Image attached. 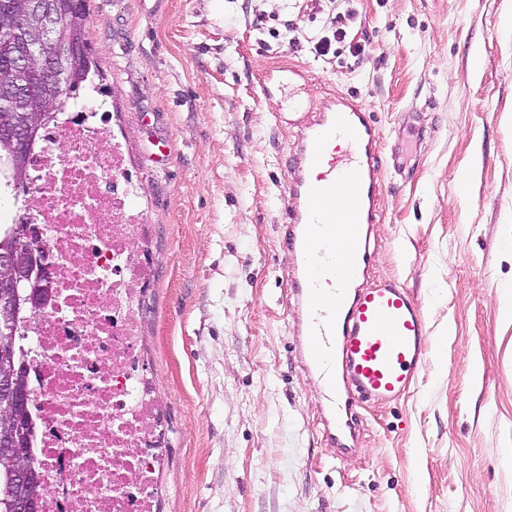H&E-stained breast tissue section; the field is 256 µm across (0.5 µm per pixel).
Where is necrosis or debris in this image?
<instances>
[{"instance_id": "obj_1", "label": "necrosis or debris", "mask_w": 512, "mask_h": 512, "mask_svg": "<svg viewBox=\"0 0 512 512\" xmlns=\"http://www.w3.org/2000/svg\"><path fill=\"white\" fill-rule=\"evenodd\" d=\"M82 100L46 131L30 214L57 276L30 336L40 512H152L162 457L138 357L143 218L120 147L104 149Z\"/></svg>"}]
</instances>
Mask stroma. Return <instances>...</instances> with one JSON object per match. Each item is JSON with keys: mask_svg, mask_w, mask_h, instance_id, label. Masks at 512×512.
<instances>
[{"mask_svg": "<svg viewBox=\"0 0 512 512\" xmlns=\"http://www.w3.org/2000/svg\"><path fill=\"white\" fill-rule=\"evenodd\" d=\"M88 5L103 140L142 188L154 512H512V0ZM334 95L380 129L373 275L429 332L411 393L358 408L343 451L302 370L281 237L295 107Z\"/></svg>", "mask_w": 512, "mask_h": 512, "instance_id": "obj_1", "label": "stroma"}]
</instances>
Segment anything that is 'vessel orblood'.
Instances as JSON below:
<instances>
[{"instance_id": "b4317fda", "label": "vessel or blood", "mask_w": 512, "mask_h": 512, "mask_svg": "<svg viewBox=\"0 0 512 512\" xmlns=\"http://www.w3.org/2000/svg\"><path fill=\"white\" fill-rule=\"evenodd\" d=\"M299 128L282 227L295 256L287 276L297 301L295 335L303 370L321 388L326 438L331 447L350 448L357 407L409 393L426 357V324L402 285L369 278L383 173L370 113L339 96ZM340 211L348 222L339 227ZM324 292L330 300L322 305Z\"/></svg>"}]
</instances>
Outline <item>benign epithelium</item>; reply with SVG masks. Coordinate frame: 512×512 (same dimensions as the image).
<instances>
[{"label": "benign epithelium", "mask_w": 512, "mask_h": 512, "mask_svg": "<svg viewBox=\"0 0 512 512\" xmlns=\"http://www.w3.org/2000/svg\"><path fill=\"white\" fill-rule=\"evenodd\" d=\"M37 23L31 36L9 16H0V143L13 156L29 155L37 121L19 126L14 113L37 117L50 110L42 84L51 83L62 96L72 90L76 74L90 66V51L82 40H72L57 57L45 53L62 30L64 16L58 0H22ZM26 227L27 248L0 250V464L14 485L12 512H37L41 491L28 480L32 456L23 448L17 428L19 416L29 417L34 401L31 388L16 384V332L19 322L32 326L42 312L40 289L49 287L55 268L40 245L41 230L28 213L19 215Z\"/></svg>", "instance_id": "benign-epithelium-1"}]
</instances>
